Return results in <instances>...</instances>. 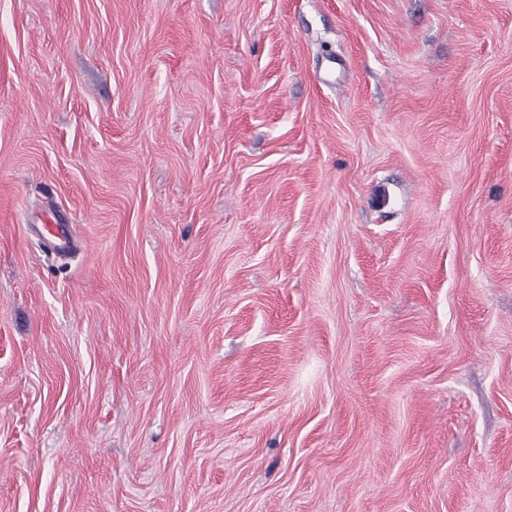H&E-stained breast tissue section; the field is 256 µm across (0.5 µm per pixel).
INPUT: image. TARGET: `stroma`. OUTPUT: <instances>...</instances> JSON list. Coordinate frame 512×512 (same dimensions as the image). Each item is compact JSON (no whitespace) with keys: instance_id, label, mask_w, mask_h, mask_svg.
I'll list each match as a JSON object with an SVG mask.
<instances>
[{"instance_id":"stroma-1","label":"stroma","mask_w":512,"mask_h":512,"mask_svg":"<svg viewBox=\"0 0 512 512\" xmlns=\"http://www.w3.org/2000/svg\"><path fill=\"white\" fill-rule=\"evenodd\" d=\"M0 512H512V0H0ZM41 226L54 249L70 251L77 247L75 239L64 228L63 224H42Z\"/></svg>"}]
</instances>
